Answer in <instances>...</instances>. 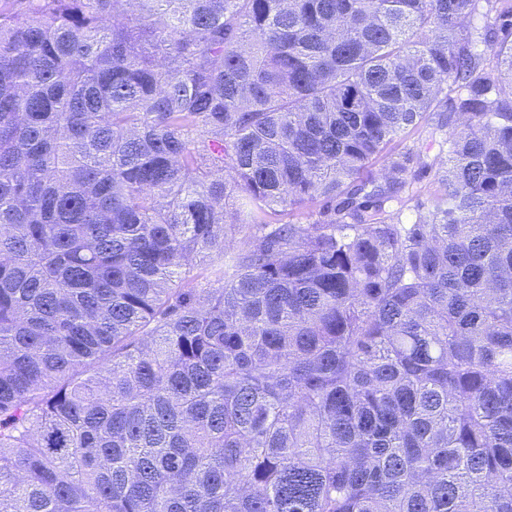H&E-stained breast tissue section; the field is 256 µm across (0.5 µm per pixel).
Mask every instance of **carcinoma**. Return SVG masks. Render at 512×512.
Instances as JSON below:
<instances>
[{"mask_svg":"<svg viewBox=\"0 0 512 512\" xmlns=\"http://www.w3.org/2000/svg\"><path fill=\"white\" fill-rule=\"evenodd\" d=\"M0 512H512V0H0Z\"/></svg>","mask_w":512,"mask_h":512,"instance_id":"cac0c4a2","label":"carcinoma"}]
</instances>
